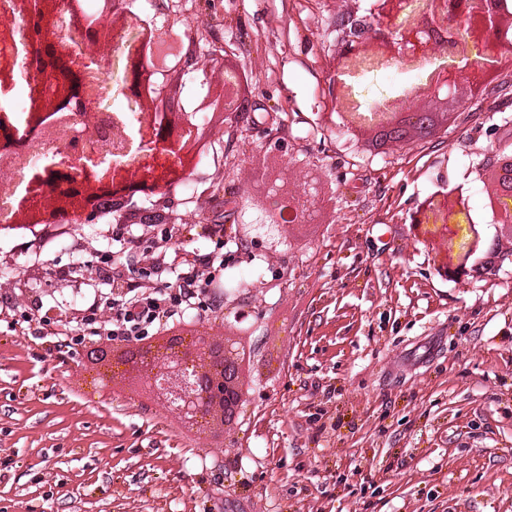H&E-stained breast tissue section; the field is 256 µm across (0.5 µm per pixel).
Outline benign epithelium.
<instances>
[{
  "label": "benign epithelium",
  "mask_w": 512,
  "mask_h": 512,
  "mask_svg": "<svg viewBox=\"0 0 512 512\" xmlns=\"http://www.w3.org/2000/svg\"><path fill=\"white\" fill-rule=\"evenodd\" d=\"M72 0H0V42L12 41L15 28L23 24L27 37L21 53L0 58V95H8L23 68L29 72V122L35 126L45 122V116L56 114L59 122L52 128L39 130V138L28 143L13 138V116L0 111V167L16 166L33 151L39 139L48 136L62 144L60 157L51 160L42 171L29 176V197L0 211V221L17 223L18 212L28 213L31 201L45 195L43 186L60 185L72 180L71 166L84 167L83 182L98 188H115L108 196L109 210L127 217L134 190L150 188L183 175L187 168L182 145L198 136L192 122L193 112L173 109L169 102L178 95L171 83L172 73L187 63L182 58L184 39L202 24L198 17L175 16L162 25L151 22L139 34L137 47L114 50L110 55L88 56L82 45L108 39L98 20L85 18L78 23L80 44L75 45L59 34L57 27L73 25ZM411 0H372L368 14L350 13L342 21V35L336 40V54L347 64L361 59L368 42L380 47L377 62L406 67L426 62L441 53L457 58L458 63L439 70L425 81L424 92L444 104L461 85L469 87L471 95L487 93L494 87L495 74L481 66L478 60L488 52L512 46V10L508 0H422L421 8L409 11ZM102 12L119 14L129 25L139 26L143 20L129 6H119L116 0H102ZM124 64L121 93L131 101L141 96V88L152 86L154 104L138 114L136 125L127 123L122 112L110 115L117 143L140 154L136 168L138 179H130L129 167L101 155L90 160L95 143L85 139L100 121L101 114L93 111L94 91L88 78L97 77L98 85L108 82L115 58ZM416 88H402L396 99L402 107L392 111L389 105H378L376 112H345L341 115L346 131L356 134L370 130L379 139V148L393 149L405 142L408 129L429 130L437 123V112H427L414 103ZM481 179L492 178L491 224L496 233L512 234V211H502L497 200L512 194V144H500L487 161L475 168ZM68 209L82 215V223L99 221L101 210L88 208L76 192L67 191ZM172 195L164 194L154 201L155 210L144 217L151 224L175 223L179 214L172 209ZM320 201L318 186L305 181L300 191L280 199V205L291 213V219L306 223L312 218ZM469 212L461 186H446L437 195L419 203L410 216L415 239L425 234L423 225L442 220L448 230V241L454 243L457 217ZM485 241L479 225L470 222V238L459 244L458 252L448 256V263L438 266V272L457 283H467L488 272L494 261L512 263V251L498 253L495 248L483 249ZM242 355V346L222 338L221 342L206 341L198 329L178 331L157 338L149 344L122 346L113 353L99 350L97 359L104 368L116 373L139 370L147 380L150 400L173 413L187 428L200 435L211 433L216 410L230 409L238 417L244 406L243 392L235 373Z\"/></svg>",
  "instance_id": "benign-epithelium-1"
}]
</instances>
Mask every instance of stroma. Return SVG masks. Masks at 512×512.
Returning <instances> with one entry per match:
<instances>
[{
  "label": "stroma",
  "mask_w": 512,
  "mask_h": 512,
  "mask_svg": "<svg viewBox=\"0 0 512 512\" xmlns=\"http://www.w3.org/2000/svg\"><path fill=\"white\" fill-rule=\"evenodd\" d=\"M368 0H133L143 18L201 16L191 49L220 65L182 78L191 109L236 74V123L198 118L211 141L172 232L171 262L112 237L106 224L40 242L0 236V512H512V264L462 285L436 271L438 225L414 242L410 215L442 183L464 184L486 223L488 181L475 167L512 143V67L505 91L401 147L366 151L330 119L366 112L416 85L422 70L336 55V25ZM293 163H286L285 154ZM317 178L306 223L258 224L275 197ZM223 180V197L211 187ZM237 232L216 278L221 307L182 312L183 328L232 336L251 351L244 410L206 438L148 405L145 383L100 381L86 344L27 335L34 306L80 321L109 279L72 278L103 256L128 286L177 282L178 264L212 251L214 226ZM258 293H251V286Z\"/></svg>",
  "instance_id": "stroma-1"
}]
</instances>
